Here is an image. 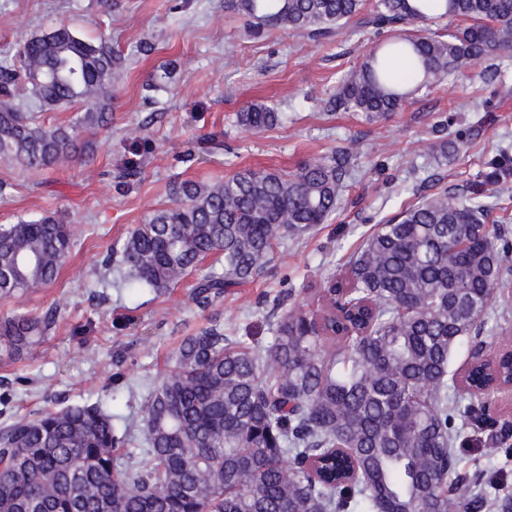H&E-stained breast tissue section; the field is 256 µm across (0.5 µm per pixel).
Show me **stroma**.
<instances>
[{
	"label": "stroma",
	"instance_id": "1",
	"mask_svg": "<svg viewBox=\"0 0 512 512\" xmlns=\"http://www.w3.org/2000/svg\"><path fill=\"white\" fill-rule=\"evenodd\" d=\"M67 26L105 40L126 59L112 90V124L83 134L88 161L54 170H22L0 158V224L47 215L69 224L75 246L57 280L25 296L1 299L0 319L50 316L30 355L0 354V424L16 415L101 401L142 440L140 409L150 383L168 372L182 336L217 324L233 345L260 352L279 317L312 309L313 293L339 273L382 220L436 187L483 193L487 222L512 242V199L492 197L491 169L512 173V95L479 72L456 74L413 97L387 120L369 123L329 111L324 100L377 43L372 29L314 40L277 28L245 32L224 0H0V59L32 34ZM177 62L168 89L148 83ZM252 102L284 115L262 132L236 123ZM459 150L438 163L420 148L441 117ZM349 148L351 188L332 219L279 245L271 269L254 282L199 304L193 287L219 266L205 258L167 293H129L120 286L114 248L172 200L178 180L223 181L242 169L295 172L306 161ZM459 426L457 472L483 474L493 493L512 496V411Z\"/></svg>",
	"mask_w": 512,
	"mask_h": 512
}]
</instances>
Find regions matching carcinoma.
I'll use <instances>...</instances> for the list:
<instances>
[{"label":"carcinoma","mask_w":512,"mask_h":512,"mask_svg":"<svg viewBox=\"0 0 512 512\" xmlns=\"http://www.w3.org/2000/svg\"><path fill=\"white\" fill-rule=\"evenodd\" d=\"M253 26L331 38L367 11L382 40L339 82L327 104L380 122L448 75L512 52V0H224ZM466 25L458 27L454 22ZM412 65L398 85L383 62ZM124 59L106 41L65 26L32 36L0 60V156L50 169L87 153L83 129L111 121ZM24 84L41 112L82 103L68 124L46 127L13 105ZM259 133L279 113L254 102L236 114ZM429 150L443 154L448 119ZM352 177L336 151L292 174L242 170L222 183L184 180L172 204L133 229L115 255L130 289L176 287L207 256L224 258L196 285L202 304L261 277L287 238L326 223ZM480 194L446 188L422 197L370 234L347 278L313 298L317 311L280 317L263 353L224 345L211 326L184 337L173 369L141 407V457L100 402L0 428V512H481L485 495L456 473L454 417L485 406L458 386L450 363L462 343L481 365V317L512 270V246L485 224ZM74 246L52 216L0 224V298L57 278ZM49 317L0 321V351L32 352Z\"/></svg>","instance_id":"cac0c4a2"}]
</instances>
